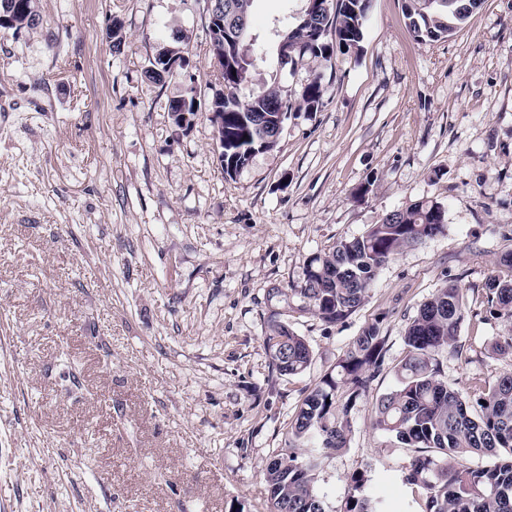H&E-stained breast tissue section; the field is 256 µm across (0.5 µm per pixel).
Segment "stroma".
<instances>
[{
	"instance_id": "35a3bbf8",
	"label": "stroma",
	"mask_w": 512,
	"mask_h": 512,
	"mask_svg": "<svg viewBox=\"0 0 512 512\" xmlns=\"http://www.w3.org/2000/svg\"><path fill=\"white\" fill-rule=\"evenodd\" d=\"M41 25L0 31V506L5 512H268L263 470L308 388L363 328L387 336L346 448L315 489L344 512L349 478L399 512L412 456L375 425L403 336L444 285L467 292L449 386L495 380L512 321L482 302L512 250V0H483L452 35L415 40L403 0H372L364 38L330 64L280 69L273 46L304 0H256L253 84L322 107L288 113L277 148L225 175L208 102L219 89L206 0H38ZM120 20L121 52L107 37ZM190 65L145 76L178 34ZM198 88L178 127L172 100ZM432 200L444 234L400 250L346 320L299 294L308 260ZM312 351L272 370V320ZM320 77H315L307 83L301 91L298 101V109H304L305 112L318 111L322 105V90Z\"/></svg>"
}]
</instances>
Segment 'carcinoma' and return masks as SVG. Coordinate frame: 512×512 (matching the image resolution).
<instances>
[{"instance_id": "cac0c4a2", "label": "carcinoma", "mask_w": 512, "mask_h": 512, "mask_svg": "<svg viewBox=\"0 0 512 512\" xmlns=\"http://www.w3.org/2000/svg\"><path fill=\"white\" fill-rule=\"evenodd\" d=\"M254 0H224V17L251 28ZM322 12L302 11L297 23L286 26L290 64L304 58L332 60L334 47L348 49L363 40L371 0H321ZM481 0H404V14L414 37L438 41L453 34L480 7ZM159 51L146 71L156 84L173 76ZM253 43L248 38L224 39V89L213 95L212 112L224 113V167L246 166L259 151L257 125L292 102L278 83L264 84L240 97L251 82ZM322 105L320 77L301 91L298 108L316 112ZM444 206L421 201L404 211H393L383 223L373 224L361 236L340 241L324 255L309 259L299 292L311 310L328 322L347 319L363 303L382 268L407 246L447 230ZM486 303L498 315L512 320V278H489ZM464 294L457 285L438 290L409 323L406 355L396 370L397 384L375 406L376 425L412 448L404 480L421 488L427 512H512V372L494 384L473 379L469 397L448 386L439 356L455 345L464 319ZM387 338L377 325L365 327L338 360L303 398L288 424V448L265 467L269 512H326L315 491L318 456L304 455L300 442L319 450L346 447L352 432L351 412L369 392L381 370ZM272 368L281 375H298L311 363L312 352L303 337L278 325L264 337ZM493 458L473 468L465 457ZM366 471L350 477L345 512H385L382 502L367 493Z\"/></svg>"}]
</instances>
